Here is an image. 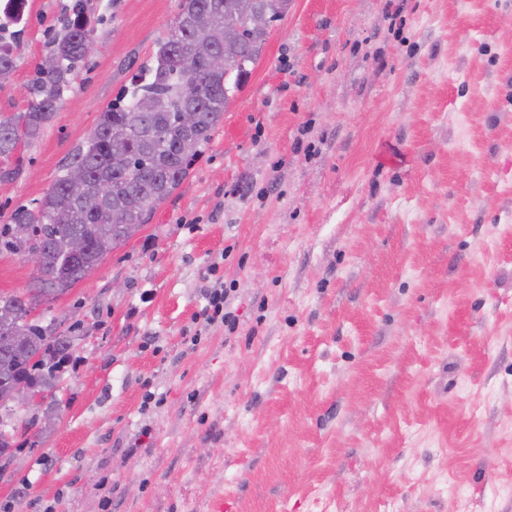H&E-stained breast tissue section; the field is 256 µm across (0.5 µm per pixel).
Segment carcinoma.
Returning a JSON list of instances; mask_svg holds the SVG:
<instances>
[{
	"label": "carcinoma",
	"instance_id": "1",
	"mask_svg": "<svg viewBox=\"0 0 512 512\" xmlns=\"http://www.w3.org/2000/svg\"><path fill=\"white\" fill-rule=\"evenodd\" d=\"M90 0L66 6L62 27L49 43L47 57L57 65L37 66L19 112L0 114L1 177L20 172L21 147L37 140L56 115L72 76L85 59L84 41L95 37ZM238 0H179L167 37L158 43L154 63L141 64L123 94L101 113L84 145L63 166L33 208L14 209L0 224V248L19 253L38 240L43 266L32 286L0 293V385L20 382L54 393L62 367L72 355V338L44 323L36 311L66 294L98 267L108 253L127 244L128 225H143L188 175L194 159L211 140L224 112L261 59L270 34L247 28ZM291 0H257L277 20ZM0 18V77L15 70L14 50L23 30ZM231 61L228 72L209 68L213 51ZM190 108L195 124L184 128L179 114ZM83 172L80 183L69 171ZM119 210L125 222H112ZM82 237L86 254L77 259L66 243ZM18 424L0 417V454L18 448Z\"/></svg>",
	"mask_w": 512,
	"mask_h": 512
}]
</instances>
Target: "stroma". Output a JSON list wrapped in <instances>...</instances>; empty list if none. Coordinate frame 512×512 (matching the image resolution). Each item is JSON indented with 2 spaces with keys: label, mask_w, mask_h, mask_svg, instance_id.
Returning a JSON list of instances; mask_svg holds the SVG:
<instances>
[{
  "label": "stroma",
  "mask_w": 512,
  "mask_h": 512,
  "mask_svg": "<svg viewBox=\"0 0 512 512\" xmlns=\"http://www.w3.org/2000/svg\"><path fill=\"white\" fill-rule=\"evenodd\" d=\"M67 2L27 0L0 113ZM93 4L0 224L178 10ZM49 314L81 339L0 512H512V0H291L185 180Z\"/></svg>",
  "instance_id": "stroma-1"
}]
</instances>
